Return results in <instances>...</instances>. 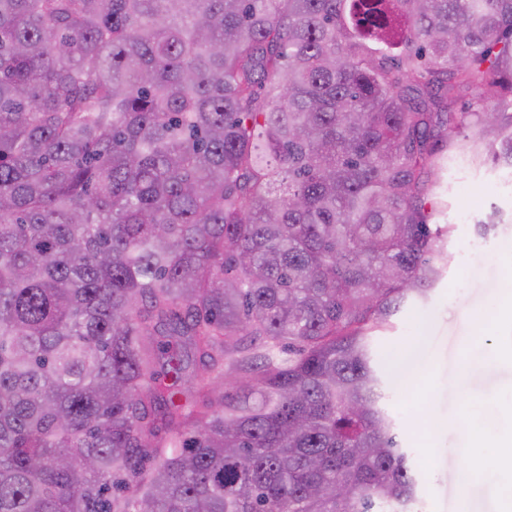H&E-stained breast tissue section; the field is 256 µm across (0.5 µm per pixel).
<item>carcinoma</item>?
<instances>
[{
	"mask_svg": "<svg viewBox=\"0 0 512 512\" xmlns=\"http://www.w3.org/2000/svg\"><path fill=\"white\" fill-rule=\"evenodd\" d=\"M460 131L512 171V0H0V512H412Z\"/></svg>",
	"mask_w": 512,
	"mask_h": 512,
	"instance_id": "obj_1",
	"label": "carcinoma"
}]
</instances>
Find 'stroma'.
Segmentation results:
<instances>
[{
	"mask_svg": "<svg viewBox=\"0 0 512 512\" xmlns=\"http://www.w3.org/2000/svg\"><path fill=\"white\" fill-rule=\"evenodd\" d=\"M454 135L442 151L444 168L435 175L436 191L448 209L440 223L450 225L451 259L427 302H408L390 326L372 342L373 354L386 371H395L408 349H417L416 374L384 400L398 422L418 476L423 512H504L512 503L507 478L480 471L461 437L457 417L470 410L481 421L488 405L512 408V297L504 288L512 278V172L494 169L461 153ZM498 209L502 221L479 236L478 220ZM467 383L458 374L468 355ZM473 473L468 493L458 476Z\"/></svg>",
	"mask_w": 512,
	"mask_h": 512,
	"instance_id": "obj_1",
	"label": "stroma"
}]
</instances>
